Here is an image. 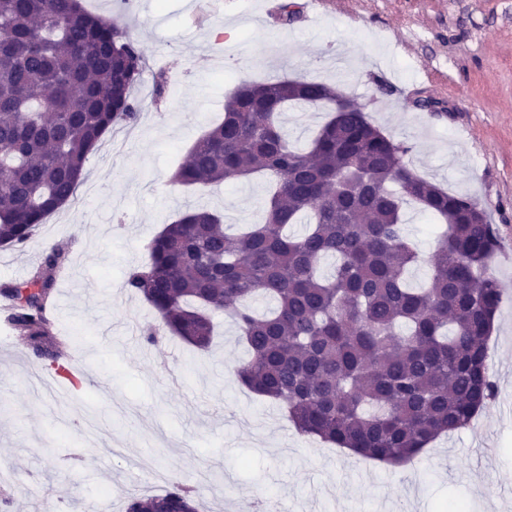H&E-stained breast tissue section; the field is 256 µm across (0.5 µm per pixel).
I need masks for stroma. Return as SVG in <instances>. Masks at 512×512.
Masks as SVG:
<instances>
[{
  "label": "stroma",
  "mask_w": 512,
  "mask_h": 512,
  "mask_svg": "<svg viewBox=\"0 0 512 512\" xmlns=\"http://www.w3.org/2000/svg\"><path fill=\"white\" fill-rule=\"evenodd\" d=\"M123 14L147 57L137 123L90 155L74 201L25 247L0 248V282L28 277L51 248L70 266L54 293L53 331L67 360L99 374L91 390L57 394L23 342L0 350V468L12 512H85L108 488L111 512L170 483L208 485L207 512H253L262 493L288 512H512V0H325L312 15L268 23L265 0H84ZM304 77L335 86L370 121L408 142L414 171L476 197L501 246L493 260L502 303L488 340L495 398L442 436L408 472L299 435L282 404L245 388L247 357L233 320L216 313L210 351L165 335L145 342L156 311L124 285L148 245L190 206L225 225L260 221L264 177L216 190L172 182L196 139L240 82ZM164 97H157V88Z\"/></svg>",
  "instance_id": "1"
}]
</instances>
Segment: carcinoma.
Returning <instances> with one entry per match:
<instances>
[{
    "label": "carcinoma",
    "instance_id": "cac0c4a2",
    "mask_svg": "<svg viewBox=\"0 0 512 512\" xmlns=\"http://www.w3.org/2000/svg\"><path fill=\"white\" fill-rule=\"evenodd\" d=\"M0 246H21L74 196L103 136L139 116L144 58L117 19L81 0H0ZM344 97L305 78L241 82L224 118L195 142L174 181L201 188L265 174L263 222L240 234L207 208L185 211L148 246L125 285L158 313L145 339L169 332L199 350L211 314L237 320L249 359L235 369L252 392L284 404L305 436L381 463H406L470 424L494 398L487 339L502 301L499 247L478 199L452 194L404 161L410 146ZM328 107L309 147L292 144L281 115ZM436 221L428 259L406 234V212ZM304 224L302 233L290 227ZM60 248L23 282H3L7 320L56 372L68 340L46 315ZM429 267L422 288L408 275ZM275 302L257 315L250 304ZM199 512L196 489L176 482L136 496L125 512Z\"/></svg>",
    "mask_w": 512,
    "mask_h": 512
}]
</instances>
